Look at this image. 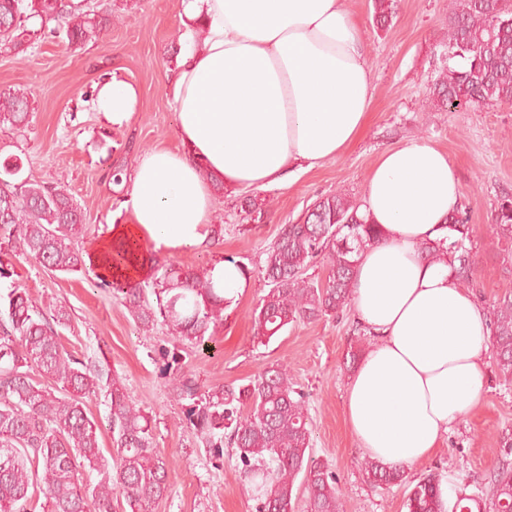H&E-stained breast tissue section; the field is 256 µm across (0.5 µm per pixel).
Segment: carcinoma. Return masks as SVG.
I'll list each match as a JSON object with an SVG mask.
<instances>
[{"label":"carcinoma","instance_id":"cac0c4a2","mask_svg":"<svg viewBox=\"0 0 512 512\" xmlns=\"http://www.w3.org/2000/svg\"><path fill=\"white\" fill-rule=\"evenodd\" d=\"M373 21L384 27L395 14V0H372ZM39 27L57 23L53 33L68 47L81 49L100 40L112 13L69 0H0V41L25 52V22ZM446 65L429 87L438 107L484 108L512 104V0H451ZM33 112L27 91L0 93V130L26 127ZM245 219L264 222L268 209L255 197L240 201ZM448 239L427 242L426 256L446 261L459 284L473 282L468 212L447 219ZM85 230V217L65 186L27 179L0 178V252L31 260L44 270L75 273L86 269L73 241ZM496 230L512 235V198L501 203ZM382 239L367 223L360 205L341 192L319 197L303 223L285 224L266 249L261 273L269 289L255 311L253 338L271 340L286 328L339 313L352 303L354 254ZM330 274L318 285L306 277L318 259ZM134 321L150 331L164 324L176 338L209 347L224 310V297L205 267H181L153 255L135 281L100 279ZM70 314L56 302L45 303L12 286L0 293V512H35L39 493L44 512H112L119 492L129 512H152L171 485L167 462L153 447L148 418L125 385L110 371L66 351L60 329ZM490 343L497 369L512 376V297L491 308ZM186 401V422L206 447L221 457L232 448L242 472L257 481L256 512H293L295 484L307 492L305 512H343L336 477L312 455V429L304 394L278 364L238 386H200L180 374L171 379ZM108 398L107 423L115 450L108 461L99 446V425L86 400ZM374 481H403V468L364 461ZM442 477L418 479L406 501L407 512H512V466L499 468L485 495L458 489L443 504Z\"/></svg>","mask_w":512,"mask_h":512}]
</instances>
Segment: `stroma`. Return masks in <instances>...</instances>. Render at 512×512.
<instances>
[{
  "label": "stroma",
  "mask_w": 512,
  "mask_h": 512,
  "mask_svg": "<svg viewBox=\"0 0 512 512\" xmlns=\"http://www.w3.org/2000/svg\"><path fill=\"white\" fill-rule=\"evenodd\" d=\"M110 9L112 29L103 41L69 50L59 39L31 35L24 53L0 48V92L24 88L33 94L28 128L0 132V164L19 165L20 177L63 183L81 206L88 230L83 251L102 239L109 224L129 215L124 194L110 181L112 165L135 166L156 147L178 149L177 118L168 84L177 67L166 56L179 38L182 0H91ZM449 0H399L391 25L375 28L372 0H348L361 26L373 96L358 136L336 158L309 168L297 165L287 185L259 190L269 207L266 223L244 219V189L214 193L212 223L224 228L220 244L172 253L173 261L195 268L215 258H233L252 272L248 287L224 312L212 350L179 342L166 326L143 332L126 307L103 288L94 268L51 274L33 262L13 259V276L0 289L18 285L35 298L66 306L71 320L61 342L76 357L109 368L149 417L153 444L172 473L168 496L153 512H254V488L232 453L218 458L186 423L185 408L162 372L160 348L180 353L182 372L198 384L240 385L280 364L306 395L313 428V455L336 473L344 512H406L417 480L438 473L475 492L493 473L512 464V378L489 367L478 402L429 459L405 470L393 486L375 485L366 475L365 453L345 416L351 377L349 351L367 350L353 309L312 323L288 327L259 343L252 336L254 310L268 289L259 268L282 225L302 222L307 208L326 193L341 190L362 201L367 177L388 148L421 140L444 151L462 186L460 206L470 217L475 259L470 290L481 307L512 296V239L497 234L496 216L512 197V105L449 112L432 107L427 94L444 65ZM120 77L139 91L136 111L112 126L94 104L98 85Z\"/></svg>",
  "instance_id": "stroma-1"
}]
</instances>
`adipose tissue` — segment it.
I'll return each instance as SVG.
<instances>
[{
	"label": "adipose tissue",
	"instance_id": "obj_1",
	"mask_svg": "<svg viewBox=\"0 0 512 512\" xmlns=\"http://www.w3.org/2000/svg\"><path fill=\"white\" fill-rule=\"evenodd\" d=\"M185 49L169 86L181 148L136 164L124 207L91 262L106 279L135 280L119 245L195 248L209 236L204 173L262 189L292 163L336 158L362 129L373 95L361 31L345 0H182ZM136 88L115 78L98 93L112 125L127 122ZM461 197L447 156L411 141L387 149L361 205L383 233L356 257L353 307L373 344L353 371L345 415L360 448L389 467L430 458L477 401L487 375V317L445 262L421 245L443 235Z\"/></svg>",
	"mask_w": 512,
	"mask_h": 512
}]
</instances>
